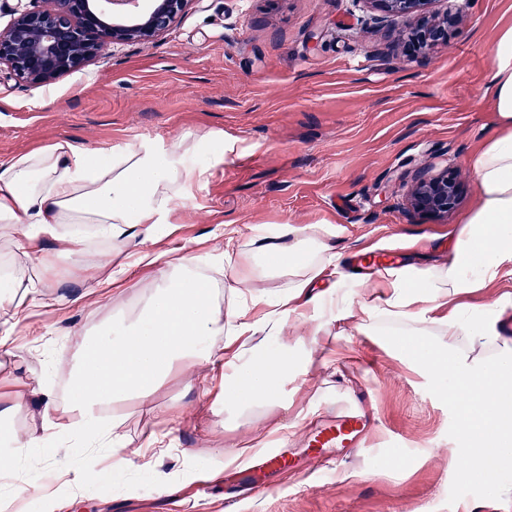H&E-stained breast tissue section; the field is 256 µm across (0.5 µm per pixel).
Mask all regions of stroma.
<instances>
[{
    "label": "stroma",
    "instance_id": "1",
    "mask_svg": "<svg viewBox=\"0 0 512 512\" xmlns=\"http://www.w3.org/2000/svg\"><path fill=\"white\" fill-rule=\"evenodd\" d=\"M508 27L512 0H472L447 43L412 55L402 23L367 0H192L163 36L111 47L47 88L1 74L0 158L62 139L96 147L220 131L223 162L190 157L205 176L158 249L217 255L233 233L245 251L257 231L327 224L337 267L378 248L403 264H442L478 201L470 160L495 128L493 38ZM448 166L463 186L454 209L409 212L413 175ZM44 249L54 257L45 289L18 288L0 304V322L26 312L13 356L0 357V407L77 368L75 334L110 318L89 314L108 248ZM225 371L200 361L146 401L124 402L119 455L76 462L57 442L34 449L10 477L33 491L0 499V512H35L48 496L63 512H512V468L489 489L453 463L471 445L459 410L378 327L325 324L281 401L243 417L222 403ZM356 385L369 389L376 424L353 458L316 466L308 427ZM279 443L295 476L245 492L242 471ZM245 445L250 455L229 463ZM119 456L128 468H116Z\"/></svg>",
    "mask_w": 512,
    "mask_h": 512
}]
</instances>
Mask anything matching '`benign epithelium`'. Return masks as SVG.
Returning a JSON list of instances; mask_svg holds the SVG:
<instances>
[{
	"label": "benign epithelium",
	"instance_id": "7a95c632",
	"mask_svg": "<svg viewBox=\"0 0 512 512\" xmlns=\"http://www.w3.org/2000/svg\"><path fill=\"white\" fill-rule=\"evenodd\" d=\"M141 0H29L15 12L9 25L0 29V68L9 77L39 89L63 74L103 56L118 44L144 43L162 36L192 0H150L139 10ZM373 8L396 21L411 17L419 25L407 33L409 44L418 48L448 42L449 31L458 23L463 6L444 0L442 17L429 15L434 0H367ZM460 185L453 169L438 174L421 171L409 188V205L417 213L446 214L454 208Z\"/></svg>",
	"mask_w": 512,
	"mask_h": 512
}]
</instances>
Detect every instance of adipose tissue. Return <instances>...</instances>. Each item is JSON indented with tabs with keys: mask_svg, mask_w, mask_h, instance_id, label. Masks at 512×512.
Returning <instances> with one entry per match:
<instances>
[{
	"mask_svg": "<svg viewBox=\"0 0 512 512\" xmlns=\"http://www.w3.org/2000/svg\"><path fill=\"white\" fill-rule=\"evenodd\" d=\"M493 54L497 130L471 158L479 203L464 215L443 264L388 266L318 289L336 263L334 232L325 224L281 225L275 234L253 236L251 251L240 254L230 237L214 260L185 245L174 259L157 251L156 243L170 233L172 213L205 175L187 158L222 140L218 131L189 132L162 146L143 141L85 149L60 140L0 160V271L13 283L22 281L28 265L49 274L53 257L43 250L48 239L66 242L72 255L99 243L127 253L128 262L107 272V286H116L133 267L152 272L139 304L113 319L111 340L80 337L81 369L39 383L34 396L41 432L23 442L0 437V474L14 469L25 448L41 447L47 439L65 440L78 457L99 448L117 450L122 418L101 424V409L131 397L147 399L174 370L223 359L225 337L266 327L276 335L288 327L315 334L325 317L342 321L355 310L370 321L408 324L403 350L430 377L449 379L448 399L463 407L462 423L474 446L460 463L485 478L496 474L501 462L512 460V346L500 344L498 329L512 310V293L481 306L455 302L512 266V27L496 35ZM241 269L285 280V294L251 324L241 321V308L260 302V295L237 289L227 302L221 289L223 274ZM357 296L364 302L355 309ZM443 306L447 314L436 316ZM434 334L447 337V344H429ZM294 352L282 341L273 352L231 364L225 406L243 414L276 402L298 371ZM61 384L76 413L67 426L51 419Z\"/></svg>",
	"mask_w": 512,
	"mask_h": 512,
	"instance_id": "ef3b65f1",
	"label": "adipose tissue"
}]
</instances>
